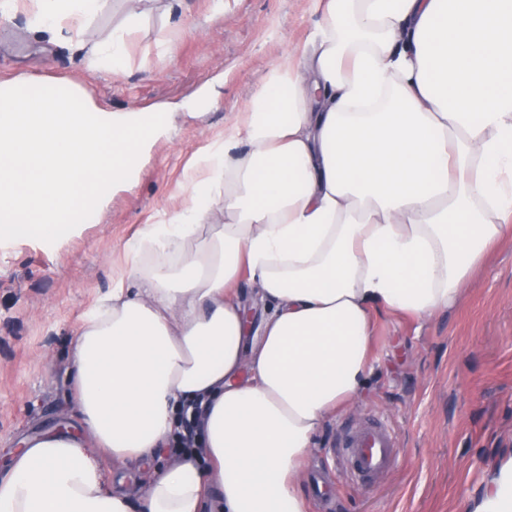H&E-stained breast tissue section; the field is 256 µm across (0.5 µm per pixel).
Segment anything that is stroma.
<instances>
[{
	"instance_id": "obj_1",
	"label": "stroma",
	"mask_w": 512,
	"mask_h": 512,
	"mask_svg": "<svg viewBox=\"0 0 512 512\" xmlns=\"http://www.w3.org/2000/svg\"><path fill=\"white\" fill-rule=\"evenodd\" d=\"M127 15L126 0H104L85 34L104 42L129 28L116 74L68 42L36 36L25 16L0 25V81L62 79L103 110L176 115L171 136L94 219L52 244L0 242L1 463L20 438L72 423L70 340L84 313L111 290L126 246L180 207L199 150L223 139L225 122L320 20L309 0H224L217 20L209 0H143L136 26ZM204 92L211 98L194 114ZM374 357L356 401L314 439L302 485L307 512H317L310 474L333 467L342 427L370 411L397 430L398 463L370 488L328 482L330 512H469L512 458V239L474 272L453 308L422 323L378 316Z\"/></svg>"
}]
</instances>
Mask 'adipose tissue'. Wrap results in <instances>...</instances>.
Listing matches in <instances>:
<instances>
[{
    "label": "adipose tissue",
    "mask_w": 512,
    "mask_h": 512,
    "mask_svg": "<svg viewBox=\"0 0 512 512\" xmlns=\"http://www.w3.org/2000/svg\"><path fill=\"white\" fill-rule=\"evenodd\" d=\"M102 2L31 0L29 24L117 70L128 29L83 38ZM312 2L319 28L86 313L75 422L10 450L0 512H204L210 490L222 512H306L302 463L371 375L376 315L452 307L512 238V0ZM198 400L199 450L160 462ZM99 448L152 464L142 491ZM471 512H512V459Z\"/></svg>",
    "instance_id": "obj_1"
}]
</instances>
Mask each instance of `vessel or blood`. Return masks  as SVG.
Instances as JSON below:
<instances>
[{"instance_id": "b4317fda", "label": "vessel or blood", "mask_w": 512, "mask_h": 512, "mask_svg": "<svg viewBox=\"0 0 512 512\" xmlns=\"http://www.w3.org/2000/svg\"><path fill=\"white\" fill-rule=\"evenodd\" d=\"M396 429L379 414H370L345 429L337 457L345 477L368 485L389 473L397 462Z\"/></svg>"}]
</instances>
